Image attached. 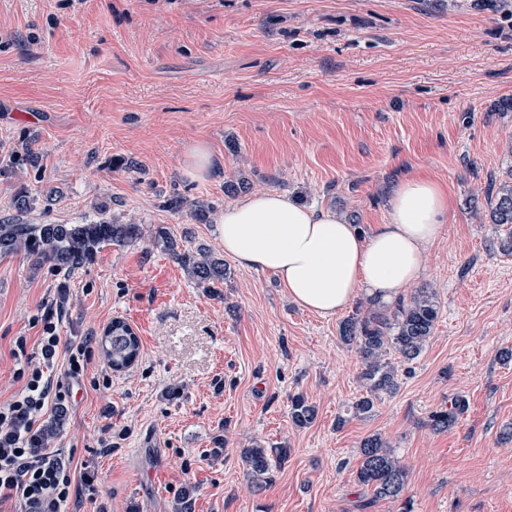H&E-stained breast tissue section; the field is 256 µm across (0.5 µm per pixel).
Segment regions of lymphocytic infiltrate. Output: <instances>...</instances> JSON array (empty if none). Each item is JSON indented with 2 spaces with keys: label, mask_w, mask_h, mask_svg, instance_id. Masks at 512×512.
Returning a JSON list of instances; mask_svg holds the SVG:
<instances>
[{
  "label": "lymphocytic infiltrate",
  "mask_w": 512,
  "mask_h": 512,
  "mask_svg": "<svg viewBox=\"0 0 512 512\" xmlns=\"http://www.w3.org/2000/svg\"><path fill=\"white\" fill-rule=\"evenodd\" d=\"M42 359L26 363L19 373L24 386L13 400L0 404V504L13 503L14 512H61L75 493V477L45 443L43 418L49 401L64 402L54 391L52 372L59 351H66L69 378L87 367L83 345H64L52 317L42 321L39 338Z\"/></svg>",
  "instance_id": "f902f5d3"
}]
</instances>
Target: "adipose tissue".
<instances>
[{"label":"adipose tissue","instance_id":"adipose-tissue-1","mask_svg":"<svg viewBox=\"0 0 512 512\" xmlns=\"http://www.w3.org/2000/svg\"><path fill=\"white\" fill-rule=\"evenodd\" d=\"M448 220V197L425 178L393 193L385 223L362 235L333 211L265 191L225 208L217 234L241 267L272 272L303 309L327 317L365 293L390 303L425 271V256Z\"/></svg>","mask_w":512,"mask_h":512}]
</instances>
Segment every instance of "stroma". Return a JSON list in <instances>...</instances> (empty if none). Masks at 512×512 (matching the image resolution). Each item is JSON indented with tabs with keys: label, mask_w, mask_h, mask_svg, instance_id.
Wrapping results in <instances>:
<instances>
[{
	"label": "stroma",
	"mask_w": 512,
	"mask_h": 512,
	"mask_svg": "<svg viewBox=\"0 0 512 512\" xmlns=\"http://www.w3.org/2000/svg\"><path fill=\"white\" fill-rule=\"evenodd\" d=\"M0 0V216L19 193L39 222L134 219L144 239L104 247L69 277L0 256V403L39 359L41 320L90 360L45 439L75 472L65 512H360L362 441H388L412 512H512V256L487 216L490 181L512 176V0ZM206 143L204 180L184 170ZM35 165L17 168L22 146ZM423 175L448 190V222L417 280L439 301L427 347L370 415L343 314L321 317L270 272L231 264L211 291L154 245L224 247L216 219L240 193L279 191L384 223L391 191ZM187 199L173 211L172 191ZM211 205L207 222L195 203ZM140 338L112 370L113 319ZM24 355H14L17 337ZM317 416L295 426L293 396ZM465 412L435 431L455 397ZM112 440L111 447L100 444ZM287 448L262 488L243 449ZM217 165V160L204 144H197L186 153L185 169L195 178L208 177ZM99 347L113 370L129 368L138 358L140 340L133 329L121 319H113L100 337ZM465 409V399L457 398L449 409L436 410L430 415V426L435 430L448 429L456 423L458 416L463 414Z\"/></svg>",
	"instance_id": "stroma-1"
}]
</instances>
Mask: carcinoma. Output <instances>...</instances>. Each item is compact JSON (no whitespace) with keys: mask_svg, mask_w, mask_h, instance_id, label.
<instances>
[{"mask_svg":"<svg viewBox=\"0 0 512 512\" xmlns=\"http://www.w3.org/2000/svg\"><path fill=\"white\" fill-rule=\"evenodd\" d=\"M490 222L512 224V176L489 186L486 193ZM17 215L0 217V255L23 252L40 264L65 275L90 264L105 246L125 245L142 238L139 224L121 223L116 219H98L82 224L34 223L25 219L33 210V198L20 195L15 200ZM154 243L178 260L200 288H214L230 275L224 259L208 249H185L169 231L158 228ZM439 317V302L430 288L415 290L396 306L387 308L368 300L364 310L356 309L339 328L340 339L355 346L362 361L360 375L366 395L356 400L352 410L356 415H367L374 401L397 392L399 382L388 355L398 354L409 362L420 357L435 329ZM101 352L116 371L129 368L138 358L140 340L123 320L114 319L100 337ZM466 409V401L458 398L448 409L434 411L430 426L436 430L454 425ZM292 422L298 427L312 423L315 407L304 397L291 400ZM285 448L256 446L243 450V461L256 487L267 482L273 461L286 457ZM359 484L371 491L375 500L401 499L406 486V469L395 450L379 435L366 438L360 448L357 470Z\"/></svg>","mask_w":512,"mask_h":512,"instance_id":"cac0c4a2","label":"carcinoma"}]
</instances>
